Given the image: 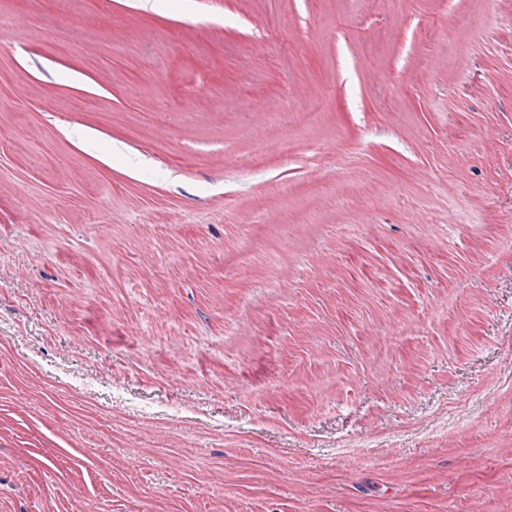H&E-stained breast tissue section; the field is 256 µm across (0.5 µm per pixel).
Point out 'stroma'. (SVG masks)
Segmentation results:
<instances>
[{
  "instance_id": "35a3bbf8",
  "label": "stroma",
  "mask_w": 512,
  "mask_h": 512,
  "mask_svg": "<svg viewBox=\"0 0 512 512\" xmlns=\"http://www.w3.org/2000/svg\"><path fill=\"white\" fill-rule=\"evenodd\" d=\"M0 512H512V0H0Z\"/></svg>"
}]
</instances>
